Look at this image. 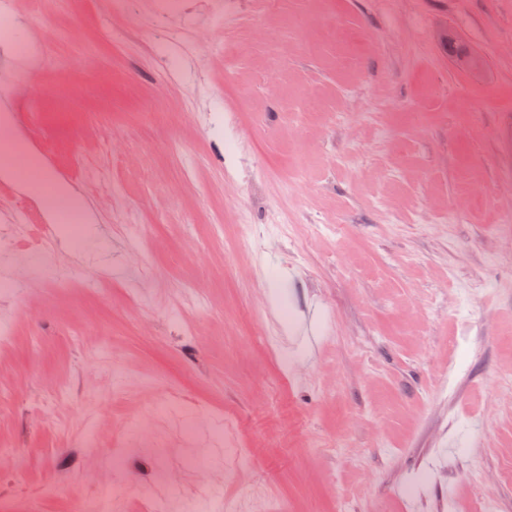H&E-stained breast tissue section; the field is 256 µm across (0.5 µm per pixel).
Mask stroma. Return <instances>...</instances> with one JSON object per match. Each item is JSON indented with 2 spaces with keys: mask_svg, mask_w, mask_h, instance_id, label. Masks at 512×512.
<instances>
[{
  "mask_svg": "<svg viewBox=\"0 0 512 512\" xmlns=\"http://www.w3.org/2000/svg\"><path fill=\"white\" fill-rule=\"evenodd\" d=\"M0 503L120 512H512V0H0ZM83 342L73 339L75 329ZM111 353L121 404L86 351ZM66 385L61 407L40 411ZM233 423L241 459L219 451ZM224 471L210 483L211 465ZM45 199L48 207L56 212H59L56 208L63 205L77 206L80 204L83 208L80 196L67 183H58L50 192H48V195L46 194ZM123 479L114 476L112 482L99 487L83 498L73 509V512H110L119 511L120 490Z\"/></svg>",
  "mask_w": 512,
  "mask_h": 512,
  "instance_id": "35a3bbf8",
  "label": "stroma"
}]
</instances>
